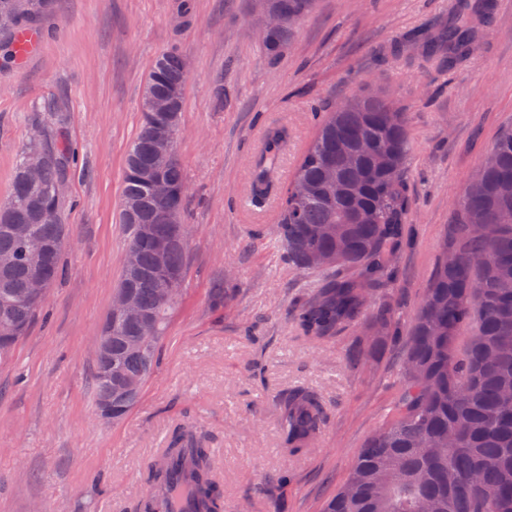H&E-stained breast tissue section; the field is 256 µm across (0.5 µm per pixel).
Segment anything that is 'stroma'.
Wrapping results in <instances>:
<instances>
[{
    "label": "stroma",
    "mask_w": 512,
    "mask_h": 512,
    "mask_svg": "<svg viewBox=\"0 0 512 512\" xmlns=\"http://www.w3.org/2000/svg\"><path fill=\"white\" fill-rule=\"evenodd\" d=\"M454 0H317L277 58L262 46L256 0H57L39 53L0 62V201L17 154L47 103L66 113L81 161L64 219L63 276L0 363V512H131L147 492V464L173 427L193 425L213 450L224 512H323L366 438L403 389L402 345L380 347L352 370L354 330L313 345L292 324L297 301L323 282L289 268L275 206H240L262 131L288 129L296 167L316 132L313 109L374 90L408 114L412 147L408 228L392 288L409 322L431 280L466 184L512 127V0H495L475 54L439 72L414 34L443 26ZM190 60L178 153L190 187L189 273L170 313L159 363L135 408L104 422L93 405V347L125 259L118 220L130 140L146 76L162 49ZM235 298L211 304L224 287ZM318 391L319 441L291 456L279 444L277 394Z\"/></svg>",
    "instance_id": "stroma-1"
}]
</instances>
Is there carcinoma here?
<instances>
[{"instance_id": "1", "label": "carcinoma", "mask_w": 512, "mask_h": 512, "mask_svg": "<svg viewBox=\"0 0 512 512\" xmlns=\"http://www.w3.org/2000/svg\"><path fill=\"white\" fill-rule=\"evenodd\" d=\"M52 0H0V15L13 23L0 28L12 34L39 27ZM278 13L282 27L262 34L274 55L300 20L312 13L315 0H260ZM493 11V0H456L448 28L422 39L427 55L447 50V64L466 61L473 53L477 31ZM177 47L159 52L145 87L161 97H174L177 114L184 111L188 74ZM55 136L38 124L18 153L8 201L0 206V360L9 359L46 298L24 296L34 272L25 241L16 228L26 226L51 250L44 264L49 286L62 277L61 255L69 237L63 223L66 198L55 187L70 181L78 150L64 138L66 117L51 113ZM169 123L164 112H152L141 100V120L131 141L122 180L119 223L130 246L142 228L171 241L165 270L154 251L144 246L135 275L121 272L119 285L130 289L156 325L144 347L130 323L112 328L109 358L117 373L105 375L106 362L93 368L95 409L112 404V420L123 419L140 393L127 392L122 381L135 377L145 385L153 373L172 305L162 301L164 275L177 276L174 287H185L188 244L178 241L188 229L185 168L173 154L160 174L171 195L159 199L142 176L153 166L152 141L157 128ZM286 130L267 133L262 155L250 183V202L262 204L272 189L280 146ZM43 155L39 179L27 178L26 161ZM411 143L407 113L388 98L367 93L347 99L325 113L280 195L276 235L299 272L329 273L320 288L292 313L295 330L306 341L329 343L348 328L365 342L345 355L348 367L368 361L366 343L400 337L387 285L399 273V255L410 248L405 233L411 207L409 167ZM354 189L336 198L331 175ZM137 204L135 211L126 202ZM172 212L174 223L158 221ZM444 244L453 253H439L435 272L404 338V388L391 419L368 437L351 464L345 483L328 500L325 512H512V128L503 132L466 186L463 201ZM313 254L341 259L312 267ZM469 330L464 348L458 339ZM282 447L292 455L305 452L321 435L325 408L314 389L296 385L277 396ZM179 481L194 491L192 512H224V490L213 478L211 450L191 426H177L162 454L147 471V494L134 512H173V466Z\"/></svg>"}]
</instances>
